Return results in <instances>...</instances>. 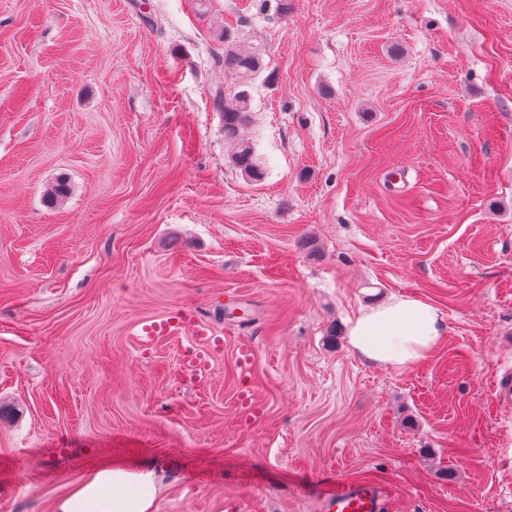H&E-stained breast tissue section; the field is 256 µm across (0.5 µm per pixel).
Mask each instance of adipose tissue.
Listing matches in <instances>:
<instances>
[{
  "label": "adipose tissue",
  "instance_id": "obj_1",
  "mask_svg": "<svg viewBox=\"0 0 512 512\" xmlns=\"http://www.w3.org/2000/svg\"><path fill=\"white\" fill-rule=\"evenodd\" d=\"M446 325L431 303L394 296L363 309L348 330V343L362 359L404 368L426 361L445 334ZM154 473L104 467L74 484L58 499L54 512H152Z\"/></svg>",
  "mask_w": 512,
  "mask_h": 512
}]
</instances>
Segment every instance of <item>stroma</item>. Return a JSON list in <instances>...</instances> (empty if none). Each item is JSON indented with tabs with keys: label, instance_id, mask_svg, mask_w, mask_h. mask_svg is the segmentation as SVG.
I'll use <instances>...</instances> for the list:
<instances>
[{
	"label": "stroma",
	"instance_id": "obj_1",
	"mask_svg": "<svg viewBox=\"0 0 512 512\" xmlns=\"http://www.w3.org/2000/svg\"><path fill=\"white\" fill-rule=\"evenodd\" d=\"M227 31L262 55L258 183L213 104ZM393 295L444 320L426 362L348 344ZM181 312L223 341L208 378L134 335ZM506 374L512 0H0V512L107 466L153 470L154 512L355 480L512 512Z\"/></svg>",
	"mask_w": 512,
	"mask_h": 512
}]
</instances>
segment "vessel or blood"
I'll list each match as a JSON object with an SVG mask.
<instances>
[{
    "label": "vessel or blood",
    "mask_w": 512,
    "mask_h": 512,
    "mask_svg": "<svg viewBox=\"0 0 512 512\" xmlns=\"http://www.w3.org/2000/svg\"><path fill=\"white\" fill-rule=\"evenodd\" d=\"M189 334L195 340L187 361L193 375L205 377L210 371L209 347L216 339L211 328L197 322L192 315L178 314L159 321L145 322L137 334L149 342L159 336ZM389 500L388 488L373 481H352L338 487L327 500V512H384Z\"/></svg>",
    "instance_id": "1"
}]
</instances>
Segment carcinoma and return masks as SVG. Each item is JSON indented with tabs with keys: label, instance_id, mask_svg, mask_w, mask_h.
Masks as SVG:
<instances>
[{
	"label": "carcinoma",
	"instance_id": "cac0c4a2",
	"mask_svg": "<svg viewBox=\"0 0 512 512\" xmlns=\"http://www.w3.org/2000/svg\"><path fill=\"white\" fill-rule=\"evenodd\" d=\"M262 58L256 50H244L238 36L224 31V56L214 59V105L222 112L224 139L234 144L233 165L255 182L262 180L263 172L255 162L253 144L238 138L239 129L248 121L251 112V86L262 70ZM233 72L240 79L239 90L229 93L223 89V74Z\"/></svg>",
	"mask_w": 512,
	"mask_h": 512
}]
</instances>
